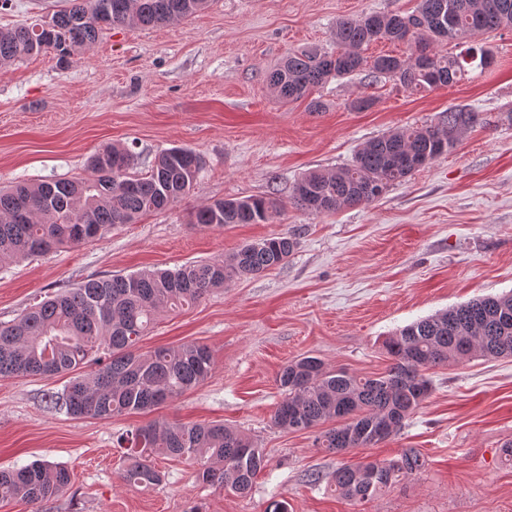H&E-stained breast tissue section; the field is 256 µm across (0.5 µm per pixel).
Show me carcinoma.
<instances>
[{"label":"carcinoma","mask_w":512,"mask_h":512,"mask_svg":"<svg viewBox=\"0 0 512 512\" xmlns=\"http://www.w3.org/2000/svg\"><path fill=\"white\" fill-rule=\"evenodd\" d=\"M211 0H73L49 22L0 27V66L52 50L62 60L90 49L108 26L156 27L205 10ZM374 12L336 21V51L291 52L268 76L278 98L297 101L335 77L362 68L365 47L386 40L415 46L407 57L381 55L372 71L410 90L447 86L466 71V58L492 63L478 34L512 28V0H418L407 16ZM451 44L455 54L434 50ZM479 114L466 108L446 112V128L409 126L373 138L352 163L334 172L311 170L292 188L289 202L311 214H328L372 202L395 184L452 151ZM132 151L103 148L87 165L88 175L72 180L21 182L0 190V265L47 254L62 246L95 241L121 224L165 210L194 188L202 159L193 150L162 151L151 170L133 171ZM271 198L216 200L191 214L190 224L222 229L230 224H262L280 209ZM297 245L288 231L247 242L219 262H191L174 270H148L88 279L50 293L19 318L0 323V378L72 374L56 406L73 417L112 419L145 414L200 385L211 369L204 344L161 346L144 351L139 343L165 308L191 307L228 282L283 265ZM390 364L382 373L360 376L332 369L316 356L286 364L277 376L283 398L272 424L286 432L318 430L315 447L338 452L336 433L368 448L395 435L431 393L427 371L483 357L512 356V294L489 296L419 319L387 337ZM94 366L89 374L73 372ZM128 450L119 478L128 485L161 482L154 457H180L197 466L205 484L247 495L266 465L257 441L222 422L187 425L150 421L121 436ZM418 450L395 458L345 463L332 485L361 504L420 473ZM71 475L64 465L34 461L0 471V501L41 504L63 493Z\"/></svg>","instance_id":"obj_1"}]
</instances>
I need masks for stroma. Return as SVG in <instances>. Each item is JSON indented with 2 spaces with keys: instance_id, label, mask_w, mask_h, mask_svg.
Wrapping results in <instances>:
<instances>
[{
  "instance_id": "stroma-1",
  "label": "stroma",
  "mask_w": 512,
  "mask_h": 512,
  "mask_svg": "<svg viewBox=\"0 0 512 512\" xmlns=\"http://www.w3.org/2000/svg\"><path fill=\"white\" fill-rule=\"evenodd\" d=\"M72 0H9L0 27L50 21ZM418 0H213L197 15L157 27L104 29L88 52L59 64L42 53L0 67V187L86 176L89 157L128 146L137 171L180 146L204 161L177 205L103 238L0 268V322L47 293L89 278L192 261H220L241 244L293 232L288 261L214 290L196 306L161 313L141 346L209 347L208 378L151 416L74 418L49 402L68 376L0 378V470L35 460L68 467L66 491L36 507L0 502V512H512V357L475 356L430 370V397L391 439L342 455L315 448L310 432L271 422L280 369L305 355L371 376L389 360L398 329L473 299L512 293V30L479 36L494 63L458 83L411 92L373 75L370 60L409 55L379 41L366 66L311 98L277 99L267 74L293 51L336 49L342 17L414 11ZM371 98L364 110L359 98ZM318 99L312 110L310 99ZM463 106L480 121L447 155L379 199L314 215L287 205L265 224L221 230L188 222L190 211L227 198L286 201L310 169L351 163L385 132L434 125ZM221 421L254 438L268 465L251 494L202 484L182 458H155L161 483L143 490L118 477L117 440L147 419ZM418 449L421 473L355 504L328 489L344 462L389 459ZM319 474L312 483L311 474Z\"/></svg>"
}]
</instances>
